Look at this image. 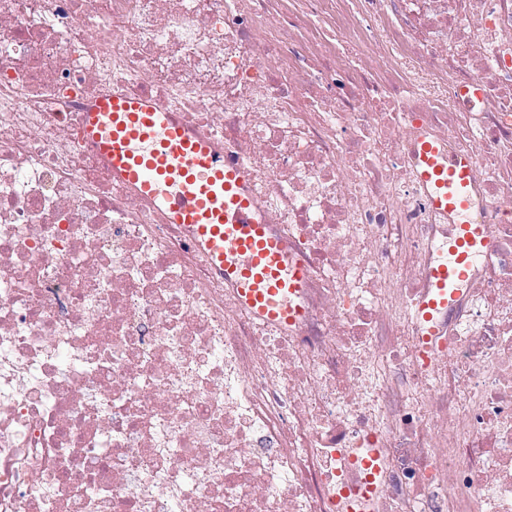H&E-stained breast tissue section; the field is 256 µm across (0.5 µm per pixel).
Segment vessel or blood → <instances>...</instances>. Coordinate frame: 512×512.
Wrapping results in <instances>:
<instances>
[{
	"label": "vessel or blood",
	"instance_id": "1",
	"mask_svg": "<svg viewBox=\"0 0 512 512\" xmlns=\"http://www.w3.org/2000/svg\"><path fill=\"white\" fill-rule=\"evenodd\" d=\"M85 131L113 176L186 230L254 317L282 329L297 322L302 309L295 297L306 273L291 261L287 242L270 232L242 167L226 162L223 150L145 97L100 100L86 114ZM413 156L433 208L448 216V248L430 268L428 288L412 310L427 362L442 348L439 317L464 296L473 263L490 250L493 238L488 225L463 220L478 182L473 159L426 135L415 143ZM349 462L364 477L338 493V512H369L379 492L380 453L359 448Z\"/></svg>",
	"mask_w": 512,
	"mask_h": 512
}]
</instances>
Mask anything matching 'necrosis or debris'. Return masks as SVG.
<instances>
[{"label":"necrosis or debris","instance_id":"4bbe7bcc","mask_svg":"<svg viewBox=\"0 0 512 512\" xmlns=\"http://www.w3.org/2000/svg\"><path fill=\"white\" fill-rule=\"evenodd\" d=\"M112 95L247 171L288 330L85 143ZM423 131L495 243L428 364ZM356 448L370 512H512V0H0V512H333ZM349 463L360 469L364 478L359 484L346 487L338 493L336 512H368L380 488L378 477L382 470V460L379 449L356 448Z\"/></svg>","mask_w":512,"mask_h":512}]
</instances>
